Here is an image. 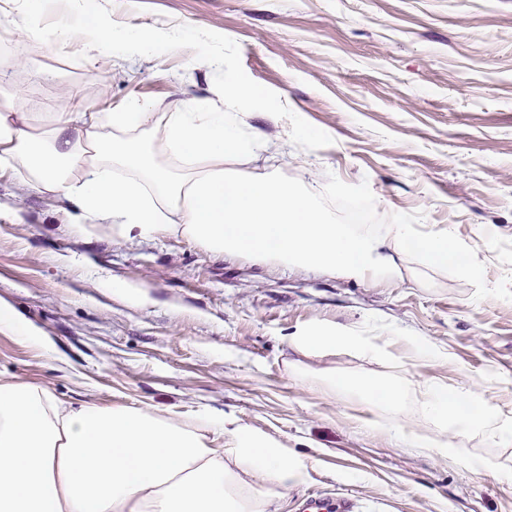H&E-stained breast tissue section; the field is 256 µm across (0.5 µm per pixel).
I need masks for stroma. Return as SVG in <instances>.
<instances>
[{"label": "stroma", "mask_w": 512, "mask_h": 512, "mask_svg": "<svg viewBox=\"0 0 512 512\" xmlns=\"http://www.w3.org/2000/svg\"><path fill=\"white\" fill-rule=\"evenodd\" d=\"M114 21L226 35L244 71L329 134L296 146L288 120L255 111L244 129L276 149L227 159L311 191L338 224L382 235L391 222L451 233L481 280L390 246L396 280L212 253L178 236L126 238L81 227L78 208L0 176V303L36 341L0 330V382L64 407L151 406L179 422L221 415L310 462L282 512L309 495L353 512H512V435L448 438L471 467L404 447L394 414L332 388L359 376L480 385L512 421V0H100ZM16 0H0V93L40 118L63 91L89 112L138 101L174 112L218 101L213 67L189 49L96 56L81 45L17 44ZM348 330L373 356L312 350L297 336ZM494 462L499 475L477 470Z\"/></svg>", "instance_id": "stroma-1"}]
</instances>
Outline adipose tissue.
<instances>
[{"label":"adipose tissue","instance_id":"adipose-tissue-1","mask_svg":"<svg viewBox=\"0 0 512 512\" xmlns=\"http://www.w3.org/2000/svg\"><path fill=\"white\" fill-rule=\"evenodd\" d=\"M224 112L204 102L149 122L138 103L83 111L61 100L42 122L0 106V170L23 169L29 188L75 201L84 223L125 236L182 232L212 252H247L353 277L395 278L384 242L479 279L480 268L451 235L424 237L389 224L384 237L329 222L314 196L279 174L226 175V159L251 152ZM350 388L396 416L406 447L465 462L449 432L497 416L479 387H427L419 407L398 379L347 378ZM438 428L414 430L417 413ZM226 438L217 448L216 438ZM309 465L257 432L207 414L191 424L152 407L66 409L33 386L0 385V512H270Z\"/></svg>","mask_w":512,"mask_h":512}]
</instances>
